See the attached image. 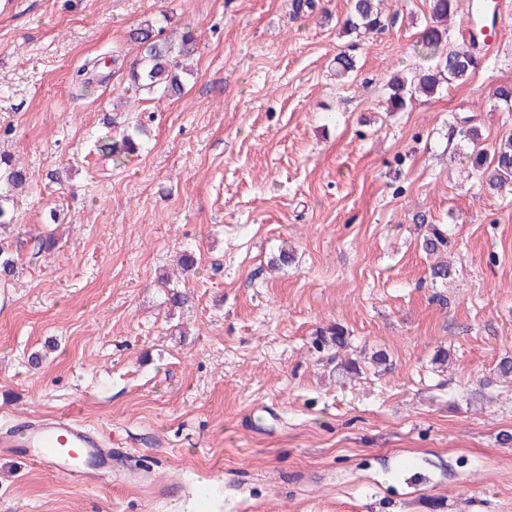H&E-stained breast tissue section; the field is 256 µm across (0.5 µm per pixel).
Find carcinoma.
<instances>
[{
  "label": "carcinoma",
  "instance_id": "obj_1",
  "mask_svg": "<svg viewBox=\"0 0 512 512\" xmlns=\"http://www.w3.org/2000/svg\"><path fill=\"white\" fill-rule=\"evenodd\" d=\"M381 0H351L350 10L342 23L347 34L373 32L385 26L380 7ZM431 22L419 34L416 48L422 57L435 64L412 78L395 76L388 82L387 109L394 112L404 109L418 96H433L444 83L463 85L467 83L480 59V41L470 36L460 49L445 51L442 43L447 36L448 17L458 10V0H431ZM133 39L141 46L139 68L131 72V80L148 90L164 93L181 90L179 71L182 61L197 51L196 37L187 32L177 43L163 36V30L146 24L135 30ZM356 69L355 58L348 53L336 56V77L347 78ZM458 139L459 154L467 159L468 176L492 191L512 187V139L501 142L487 153L481 145L478 127L464 119L449 124V139ZM135 149V136L127 134L119 140L101 146L104 154L113 162ZM26 180L25 167L12 157H0V183L8 188H17ZM448 229L437 224L430 225L429 234L423 240V249L431 255L448 251ZM320 343H331L342 347L347 343L344 327L333 324L321 332Z\"/></svg>",
  "mask_w": 512,
  "mask_h": 512
}]
</instances>
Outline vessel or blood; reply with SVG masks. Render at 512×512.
<instances>
[{
    "label": "vessel or blood",
    "mask_w": 512,
    "mask_h": 512,
    "mask_svg": "<svg viewBox=\"0 0 512 512\" xmlns=\"http://www.w3.org/2000/svg\"><path fill=\"white\" fill-rule=\"evenodd\" d=\"M0 452L22 457L75 482L90 480L117 464L111 434L65 416L28 421L1 431Z\"/></svg>",
    "instance_id": "obj_1"
}]
</instances>
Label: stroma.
Listing matches in <instances>:
<instances>
[{"label":"stroma","mask_w":512,"mask_h":512,"mask_svg":"<svg viewBox=\"0 0 512 512\" xmlns=\"http://www.w3.org/2000/svg\"><path fill=\"white\" fill-rule=\"evenodd\" d=\"M312 3L298 18L292 0L0 13V153L28 172L0 235L17 266L0 427L74 417L142 476L74 483L0 456V512H195L207 480L211 512H512V376L497 371L512 357V190L484 192L448 139L455 116L487 146L512 137L493 97L512 84V18L467 84L391 112L390 77L424 65L427 0H384V29L359 36L339 24L348 0ZM148 21L196 36L182 95L130 79ZM344 50L357 69L340 82ZM127 132L140 147L113 165L100 147ZM431 224L456 269L440 286ZM165 271L187 304L158 286ZM334 323L348 345L318 347ZM347 357L359 375H338ZM448 229L445 226L431 224L429 234L423 240V249L431 255H438L448 251Z\"/></svg>","instance_id":"obj_1"}]
</instances>
